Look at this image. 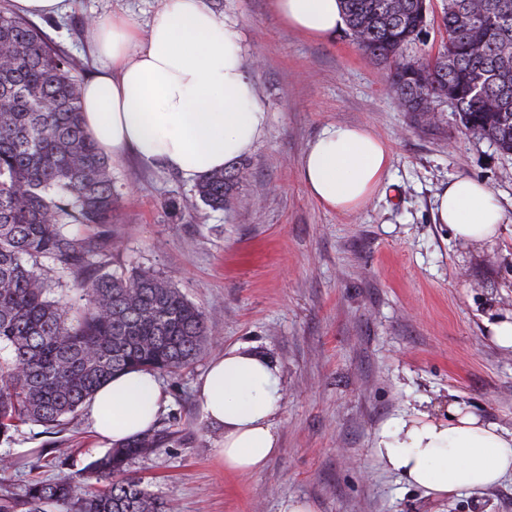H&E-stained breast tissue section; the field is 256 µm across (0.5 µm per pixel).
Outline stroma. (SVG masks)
<instances>
[{"mask_svg":"<svg viewBox=\"0 0 512 512\" xmlns=\"http://www.w3.org/2000/svg\"><path fill=\"white\" fill-rule=\"evenodd\" d=\"M239 34L257 102L268 116L228 209L194 201L195 185L136 153L114 162L120 196L109 257L170 278L203 311L210 336L186 369L160 375L166 395L151 453L126 471L174 512H280L291 497L316 512H512V480L444 500L408 488L371 456L378 427L447 399L512 430V350L489 322L512 311V156L465 129L452 107L422 123L389 90L388 68L345 31L313 40L286 28L272 0H205ZM37 25L83 63L101 60L91 19L115 12L140 27L159 0H71ZM369 127L389 149V175L370 201L341 215L315 200L298 163L331 124ZM458 176L484 182L504 210L500 236L455 239L434 220L437 192ZM242 348L278 368L280 452L240 476L217 455L221 429L202 417L196 385L211 359ZM106 451L85 413L58 434L25 425L0 457V496L23 498L31 479L56 480Z\"/></svg>","mask_w":512,"mask_h":512,"instance_id":"35a3bbf8","label":"stroma"}]
</instances>
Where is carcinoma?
Wrapping results in <instances>:
<instances>
[{
  "label": "carcinoma",
  "instance_id": "1",
  "mask_svg": "<svg viewBox=\"0 0 512 512\" xmlns=\"http://www.w3.org/2000/svg\"><path fill=\"white\" fill-rule=\"evenodd\" d=\"M348 35L390 70L409 112L442 103L462 125L512 155V0H443L436 54L417 57L431 0H342ZM82 62L36 25L0 9V441L22 424L64 428L118 373H175L203 352V312L168 278L111 271L118 193L107 158L85 134ZM244 171L198 182L196 196L226 208ZM74 276L79 303L54 295L50 273ZM157 446L147 431L80 472L33 479L0 512H172L163 497L124 475ZM105 479L96 486L91 478Z\"/></svg>",
  "mask_w": 512,
  "mask_h": 512
}]
</instances>
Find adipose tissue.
I'll return each mask as SVG.
<instances>
[{
    "label": "adipose tissue",
    "instance_id": "ef3b65f1",
    "mask_svg": "<svg viewBox=\"0 0 512 512\" xmlns=\"http://www.w3.org/2000/svg\"><path fill=\"white\" fill-rule=\"evenodd\" d=\"M272 3L304 36L325 39L345 25L341 0ZM90 29L106 67L83 85L81 118L104 155L118 160L133 151L199 181L251 152L263 136L267 114L255 102L239 35L204 0H161L144 37L120 14ZM390 167L379 137L344 123L328 126L299 161L309 194L341 214L362 208ZM435 220L461 241L485 242L499 236L503 213L483 182L459 176L437 193ZM164 398L154 375L128 371L101 386L85 413L100 440L118 445L153 426ZM197 398L204 419L224 431L218 455L226 470L251 475L279 453L278 369L268 358L225 352L210 362ZM371 454L384 472L436 499L512 478V431L456 401L389 419Z\"/></svg>",
    "mask_w": 512,
    "mask_h": 512
}]
</instances>
